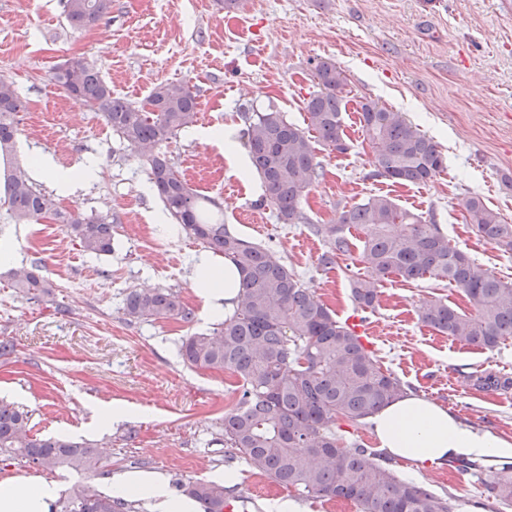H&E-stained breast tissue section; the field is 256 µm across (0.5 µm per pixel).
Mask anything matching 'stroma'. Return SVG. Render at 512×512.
Listing matches in <instances>:
<instances>
[{
	"label": "stroma",
	"mask_w": 512,
	"mask_h": 512,
	"mask_svg": "<svg viewBox=\"0 0 512 512\" xmlns=\"http://www.w3.org/2000/svg\"><path fill=\"white\" fill-rule=\"evenodd\" d=\"M72 57L93 62L114 95L136 104L160 83L193 86L196 123L161 149L217 204L227 228L276 252L340 320L363 319L365 344L406 390L512 439V390L484 392L471 381L485 370L512 375V338L488 352L424 326L418 311L426 300L466 305L456 289L431 280L388 278L378 285L376 308H358L351 295L362 269L358 252L322 268L328 243L309 231L333 223L337 207L387 194L512 283V253L480 239L463 208L477 195L512 224V0H241L231 13L220 0H112L105 17L81 30L69 26L65 0H0V78L25 102L17 161L27 170L46 154L70 171L94 164V177L58 201L69 213L113 220V250L96 257L50 220L45 240L31 244L32 225L14 223L0 206V246L15 257L0 264V340L14 347L0 356V399L29 411L35 433L69 434L96 443L103 455L98 472L79 475L0 462V480L38 476L63 490L78 483L104 491L108 477L124 472H159L171 486L228 477L233 512H275L284 499L299 512H360L351 501L281 486L226 447L233 377L189 368L179 355L186 336L212 327L193 286L192 260L204 248L175 230L172 218L157 222L163 203L142 158L101 114L49 84L50 70ZM328 58L347 76L350 148L319 150L324 174L301 203L305 220L283 224L259 206V176L237 174L203 132H242L248 108L273 107L303 123L316 89L313 67ZM366 99L404 113L437 141L447 169L425 185L373 177L374 152L356 111ZM35 261L55 285L53 303L21 297L11 286L15 269ZM153 288L177 292L192 321H128V292ZM111 401L129 407L130 416L92 430L95 404ZM393 467L447 495L452 512H473L485 491L482 473L461 475L445 464L421 470L398 457Z\"/></svg>",
	"instance_id": "obj_1"
}]
</instances>
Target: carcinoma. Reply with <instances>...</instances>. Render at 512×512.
<instances>
[{"label": "carcinoma", "instance_id": "obj_1", "mask_svg": "<svg viewBox=\"0 0 512 512\" xmlns=\"http://www.w3.org/2000/svg\"><path fill=\"white\" fill-rule=\"evenodd\" d=\"M112 0H66V19L80 30L93 24ZM318 90L305 104L306 126L287 120L270 108L245 114L244 146L261 178L259 206H271L283 224L305 220L300 205L322 175L316 144L347 150L344 133V89L347 78L336 62L314 66ZM50 81L77 104L100 113L119 139L148 167L153 191L177 221L180 230L214 254L232 260L242 274L231 316L212 330L182 341L183 362L202 370H229L238 379L237 403L224 410V442L246 462L285 487L312 497L356 502L361 512H452L448 498L397 476L389 461L369 448H349L338 430L357 427L403 393L399 378L385 372L355 330L336 318L315 293L274 251L231 232L224 219L207 206L209 198L194 191L158 146L196 122L197 95L183 84H159L146 101L134 105L114 95L94 64L74 57L56 66ZM24 103L14 85L0 79V158L15 151L17 114ZM360 125L375 153L374 178L399 184H426L445 168L447 156L438 143L422 134L404 113L375 102H359ZM0 204L17 223L49 218L65 226L89 255L112 252V222L103 216L81 218L63 211L56 198L37 190L20 166L5 175ZM466 220L477 235L512 252V224L479 196L463 203ZM363 232L359 252L363 272L353 276L354 301L374 309L376 285L394 275L405 281L431 279L457 289L470 310L443 298L428 301L419 320L460 343L489 352L512 337V284L477 264L448 243L437 225L400 207L387 195H371L344 206L332 224H312L330 250L322 266L351 252L347 232ZM12 288L30 299L52 300L55 285L41 266L19 268ZM124 313L135 320L192 319L178 293L166 289L130 291ZM481 391H508L512 377L483 371L473 376ZM20 460L44 469L94 473L101 454L92 444L67 435L32 432L29 413L0 401V461ZM462 474L489 472L484 498L473 502L479 512H505L512 507V464L484 466L465 458L448 461ZM178 491L198 505L199 512H224L229 489L215 482L177 483ZM133 504L89 487L73 486L50 512H131Z\"/></svg>", "mask_w": 512, "mask_h": 512}]
</instances>
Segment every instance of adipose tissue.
I'll use <instances>...</instances> for the list:
<instances>
[{
	"instance_id": "1",
	"label": "adipose tissue",
	"mask_w": 512,
	"mask_h": 512,
	"mask_svg": "<svg viewBox=\"0 0 512 512\" xmlns=\"http://www.w3.org/2000/svg\"><path fill=\"white\" fill-rule=\"evenodd\" d=\"M194 270L206 316L232 313L242 280L238 268L229 260L203 254L195 259ZM369 422L382 448L420 468L453 457L512 458L511 440L478 429L449 409L409 393L370 415ZM108 484L118 495L151 501L154 512H194L192 501L173 496L160 474L122 473L111 476ZM56 494V484L46 480L4 479L0 512H47Z\"/></svg>"
}]
</instances>
